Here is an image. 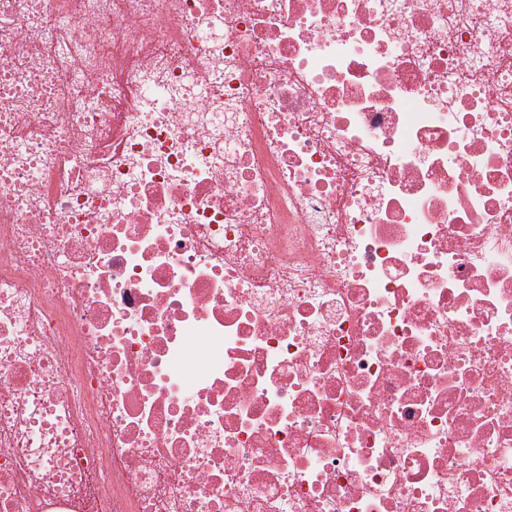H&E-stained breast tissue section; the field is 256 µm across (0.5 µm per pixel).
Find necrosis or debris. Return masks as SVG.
I'll return each mask as SVG.
<instances>
[{
    "label": "necrosis or debris",
    "instance_id": "1",
    "mask_svg": "<svg viewBox=\"0 0 512 512\" xmlns=\"http://www.w3.org/2000/svg\"><path fill=\"white\" fill-rule=\"evenodd\" d=\"M0 512H512V0H0Z\"/></svg>",
    "mask_w": 512,
    "mask_h": 512
}]
</instances>
